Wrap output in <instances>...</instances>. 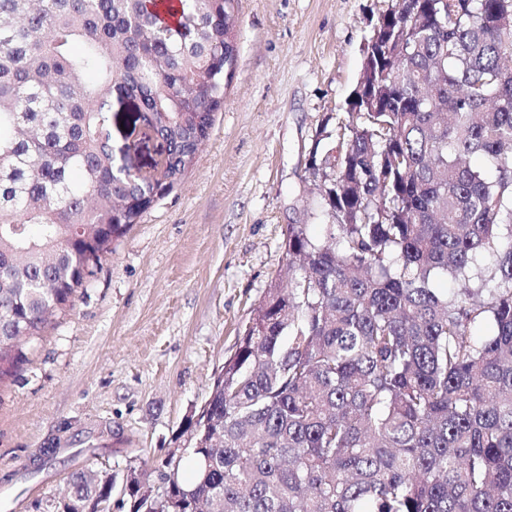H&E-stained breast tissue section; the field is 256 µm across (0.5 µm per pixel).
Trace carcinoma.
<instances>
[{"mask_svg":"<svg viewBox=\"0 0 512 512\" xmlns=\"http://www.w3.org/2000/svg\"><path fill=\"white\" fill-rule=\"evenodd\" d=\"M237 5L0 0V381L202 151ZM381 20L341 162L312 152L324 238L288 225L296 277L252 310L164 497L136 485L130 512H512V0ZM121 94L166 144L150 178L114 160ZM69 486L43 509L101 512L100 475Z\"/></svg>","mask_w":512,"mask_h":512,"instance_id":"cac0c4a2","label":"carcinoma"}]
</instances>
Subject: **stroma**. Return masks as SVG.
I'll return each mask as SVG.
<instances>
[{
	"label": "stroma",
	"instance_id": "35a3bbf8",
	"mask_svg": "<svg viewBox=\"0 0 512 512\" xmlns=\"http://www.w3.org/2000/svg\"><path fill=\"white\" fill-rule=\"evenodd\" d=\"M392 0H238L239 62L210 138L181 182L112 244L70 312L24 347L0 384V491L15 512L89 469L122 479L190 447L199 413L252 309L284 277L291 224L322 235L313 147L350 110L363 43ZM112 106L118 163L145 169L160 142Z\"/></svg>",
	"mask_w": 512,
	"mask_h": 512
}]
</instances>
